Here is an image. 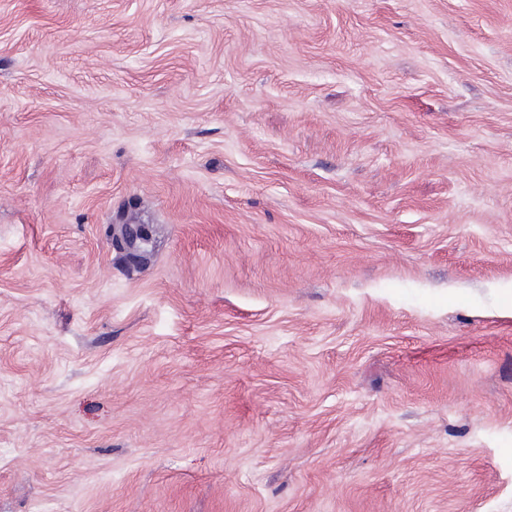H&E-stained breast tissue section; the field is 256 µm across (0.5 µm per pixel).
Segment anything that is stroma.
<instances>
[{
    "label": "stroma",
    "mask_w": 512,
    "mask_h": 512,
    "mask_svg": "<svg viewBox=\"0 0 512 512\" xmlns=\"http://www.w3.org/2000/svg\"><path fill=\"white\" fill-rule=\"evenodd\" d=\"M508 288L512 0H0V512H512ZM151 237L144 224H113L112 245L132 260H142L148 253Z\"/></svg>",
    "instance_id": "1"
}]
</instances>
